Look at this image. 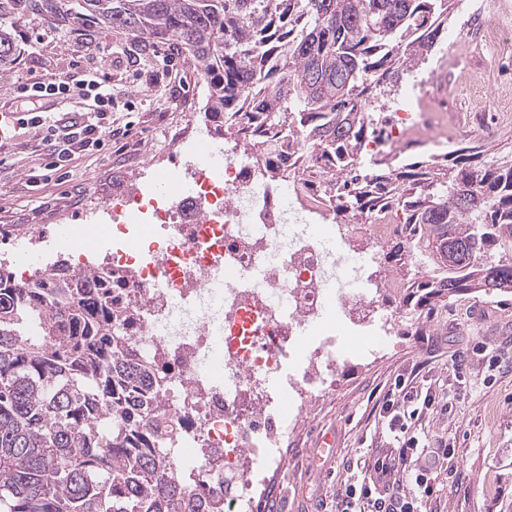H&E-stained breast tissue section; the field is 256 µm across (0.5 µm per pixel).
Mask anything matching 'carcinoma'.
Returning a JSON list of instances; mask_svg holds the SVG:
<instances>
[{
  "label": "carcinoma",
  "mask_w": 512,
  "mask_h": 512,
  "mask_svg": "<svg viewBox=\"0 0 512 512\" xmlns=\"http://www.w3.org/2000/svg\"><path fill=\"white\" fill-rule=\"evenodd\" d=\"M458 0H78L75 18L166 43L196 62L206 117L252 146L266 170L318 168L336 223L401 212L405 242L433 274L410 285L429 310L456 295L512 297V151L482 144L366 168L376 104L409 82ZM59 16L57 0H0V19ZM15 53L0 28V63ZM123 284L59 261L29 284L0 266V512H223V491L189 488L165 460L173 427L151 399L169 370L124 355ZM112 419L105 433L101 419Z\"/></svg>",
  "instance_id": "1"
}]
</instances>
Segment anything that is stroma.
Here are the masks:
<instances>
[{
	"instance_id": "obj_1",
	"label": "stroma",
	"mask_w": 512,
	"mask_h": 512,
	"mask_svg": "<svg viewBox=\"0 0 512 512\" xmlns=\"http://www.w3.org/2000/svg\"><path fill=\"white\" fill-rule=\"evenodd\" d=\"M18 54H34L39 73L61 75L87 39L100 43L103 66L112 69V122L136 125L130 137L113 141L99 152L80 155L69 166L64 182L49 179L40 187L44 162L31 152L38 140L32 129H16L0 120L5 133L0 143V254L12 252L17 239L40 228L47 240L44 254L58 253L63 241L54 228L59 214L72 224H97L114 193L153 183L162 170L185 171L191 156L168 153L167 147L185 122H193L203 136L214 133L204 115L206 94L193 61L170 56L167 46L131 63L135 38L120 29L87 24L76 29L51 15L29 14L11 27ZM444 60L456 66L451 86L456 93L449 111L461 112L465 124L455 127L454 139H483L492 152L512 148V58L503 60L495 75H487L490 54L477 30L459 27ZM396 238L381 248L378 271L393 281L396 291L379 298L390 325L383 335L349 342L340 324L332 330L340 340L334 391L322 401L305 403L288 433V463L282 477L287 512H334L340 484L354 480L348 465L387 447L386 420L380 415L383 397L393 378L418 373L437 393L447 395L453 409L425 414L423 431L453 443L455 454L443 467L428 458L409 462V469L429 468L436 491L428 512H512V368L489 372L482 356H472L463 376H456L451 358L482 345L512 357V301L472 294L444 299L435 309L416 306L407 285L433 271L419 252H390ZM335 437L331 455L316 460L310 453L323 435Z\"/></svg>"
}]
</instances>
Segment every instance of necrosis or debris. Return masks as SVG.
<instances>
[{
	"label": "necrosis or debris",
	"instance_id": "obj_1",
	"mask_svg": "<svg viewBox=\"0 0 512 512\" xmlns=\"http://www.w3.org/2000/svg\"><path fill=\"white\" fill-rule=\"evenodd\" d=\"M431 82L421 75L394 103L363 162L411 143L441 150L449 115L432 110ZM264 163L263 151L230 146L190 199L131 192L133 207L112 215L118 247L98 264L124 284L129 350L170 369L162 405L185 436L167 459L196 489L223 484L226 512H258L288 458L290 406L328 396L338 339L324 322L380 327L379 285L343 273L347 235L299 229L332 220L325 200L297 180L260 182ZM140 224L155 232L129 249Z\"/></svg>",
	"mask_w": 512,
	"mask_h": 512
}]
</instances>
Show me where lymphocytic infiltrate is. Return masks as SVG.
<instances>
[{
    "instance_id": "obj_1",
    "label": "lymphocytic infiltrate",
    "mask_w": 512,
    "mask_h": 512,
    "mask_svg": "<svg viewBox=\"0 0 512 512\" xmlns=\"http://www.w3.org/2000/svg\"><path fill=\"white\" fill-rule=\"evenodd\" d=\"M98 51V46L88 45L78 69L50 80L32 74L18 87L26 103L18 123L21 128L39 131V143L48 151L51 171L66 168L76 154L101 150L107 141L131 133L130 127L116 128L107 120L112 106V74L98 65ZM65 96L92 99V115L80 123H59L50 105ZM393 388L395 394L383 402L382 412L395 446L390 452L357 459L361 477L337 493L336 512H426L434 493L426 473L413 475L408 491L399 493L395 487L400 483L402 466L425 448L414 431L416 422L425 413L447 412L448 401L436 391L422 389L412 375L396 376Z\"/></svg>"
}]
</instances>
